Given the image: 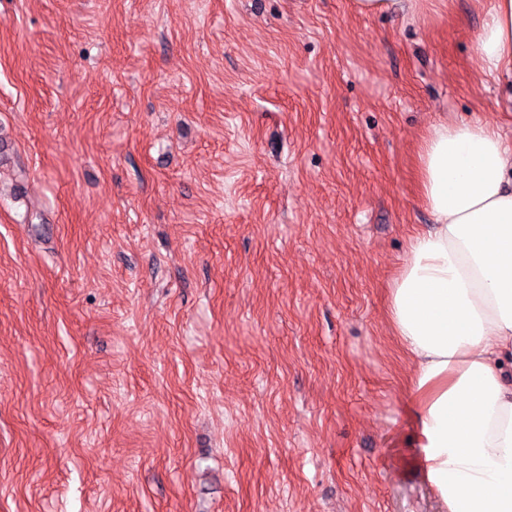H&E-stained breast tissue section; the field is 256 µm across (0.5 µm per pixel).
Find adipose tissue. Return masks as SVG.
<instances>
[{
    "label": "adipose tissue",
    "mask_w": 512,
    "mask_h": 512,
    "mask_svg": "<svg viewBox=\"0 0 512 512\" xmlns=\"http://www.w3.org/2000/svg\"><path fill=\"white\" fill-rule=\"evenodd\" d=\"M483 73L512 76V0H490ZM433 223L388 300L439 512H512V146L482 122H435L417 162Z\"/></svg>",
    "instance_id": "1"
}]
</instances>
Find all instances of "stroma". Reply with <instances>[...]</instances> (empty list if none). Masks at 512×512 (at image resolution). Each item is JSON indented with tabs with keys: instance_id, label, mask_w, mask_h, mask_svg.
I'll use <instances>...</instances> for the list:
<instances>
[{
	"instance_id": "35a3bbf8",
	"label": "stroma",
	"mask_w": 512,
	"mask_h": 512,
	"mask_svg": "<svg viewBox=\"0 0 512 512\" xmlns=\"http://www.w3.org/2000/svg\"><path fill=\"white\" fill-rule=\"evenodd\" d=\"M486 8L0 0V512H438L387 300Z\"/></svg>"
}]
</instances>
